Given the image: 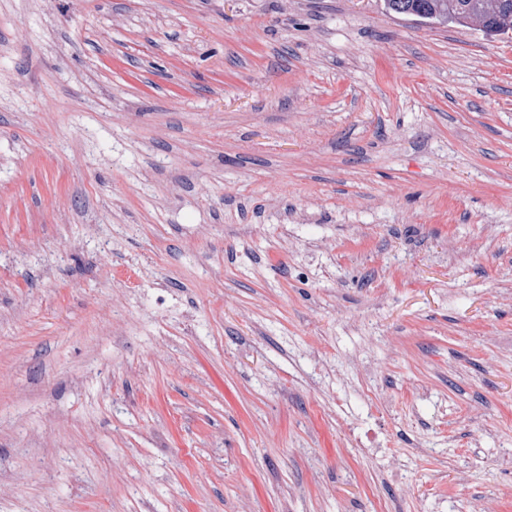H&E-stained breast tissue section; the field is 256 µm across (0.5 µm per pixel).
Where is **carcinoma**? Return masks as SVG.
<instances>
[{"mask_svg": "<svg viewBox=\"0 0 512 512\" xmlns=\"http://www.w3.org/2000/svg\"><path fill=\"white\" fill-rule=\"evenodd\" d=\"M388 11L403 8L428 22L476 26L491 37L512 31V0H384Z\"/></svg>", "mask_w": 512, "mask_h": 512, "instance_id": "obj_1", "label": "carcinoma"}]
</instances>
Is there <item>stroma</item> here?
<instances>
[{"mask_svg": "<svg viewBox=\"0 0 512 512\" xmlns=\"http://www.w3.org/2000/svg\"><path fill=\"white\" fill-rule=\"evenodd\" d=\"M0 512H512V34L0 0Z\"/></svg>", "mask_w": 512, "mask_h": 512, "instance_id": "stroma-1", "label": "stroma"}]
</instances>
